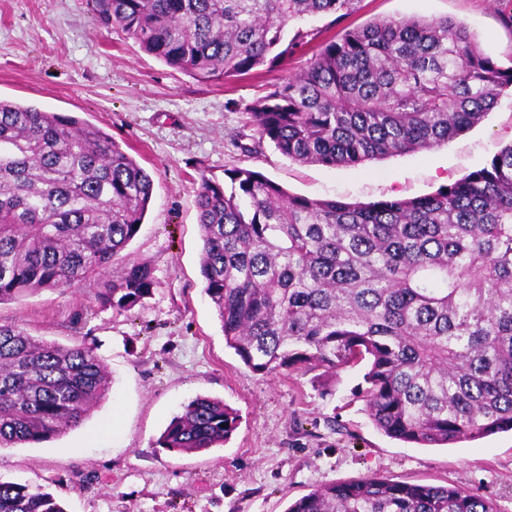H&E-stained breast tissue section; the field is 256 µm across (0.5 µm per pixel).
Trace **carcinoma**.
I'll list each match as a JSON object with an SVG mask.
<instances>
[{"label":"carcinoma","mask_w":512,"mask_h":512,"mask_svg":"<svg viewBox=\"0 0 512 512\" xmlns=\"http://www.w3.org/2000/svg\"><path fill=\"white\" fill-rule=\"evenodd\" d=\"M362 0H87L100 21L200 83L280 62L320 36L288 25ZM512 86L464 23L382 18L327 38L247 108L257 151L356 167L430 150L480 124ZM153 180L87 121L0 99V302L95 281L130 312L157 287L115 260L139 232ZM200 274L225 344L249 371L367 362L364 411L424 447L512 430V144L432 194L346 202L288 193L246 167L195 188ZM110 375L94 349L0 324V448L79 426ZM237 416L197 397L165 428L172 452L223 444ZM0 512H64L48 492L0 480ZM286 512H496L463 487L367 475L322 484Z\"/></svg>","instance_id":"1"}]
</instances>
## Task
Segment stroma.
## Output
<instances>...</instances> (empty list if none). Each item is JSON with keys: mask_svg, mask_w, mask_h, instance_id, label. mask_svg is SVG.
Here are the masks:
<instances>
[{"mask_svg": "<svg viewBox=\"0 0 512 512\" xmlns=\"http://www.w3.org/2000/svg\"><path fill=\"white\" fill-rule=\"evenodd\" d=\"M463 22L485 53L512 66V0H363L345 25L384 17ZM327 36L342 26L315 19ZM306 58L202 85L104 25L86 0H0V99L78 116L112 135L151 175L144 222L121 263L149 262L158 280L142 306L119 314L92 283L0 304L1 324L63 345L85 341L107 367L104 399L77 428L42 444L0 448V478L51 492L65 512H286L320 484L374 474L463 486L512 512V431L443 448L380 432L358 391L366 364L251 373L227 347L200 275L195 188L253 169L289 193L373 202L435 192L512 143V91L474 128L429 151L358 167L302 165L272 146L248 153L244 109ZM223 400L238 415L224 445L174 453L157 440L192 399Z\"/></svg>", "mask_w": 512, "mask_h": 512, "instance_id": "1", "label": "stroma"}]
</instances>
